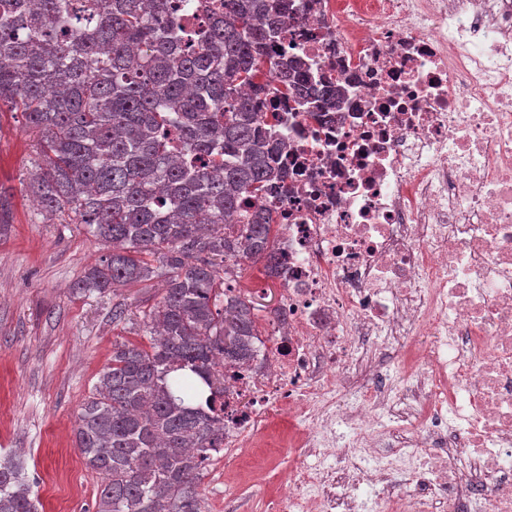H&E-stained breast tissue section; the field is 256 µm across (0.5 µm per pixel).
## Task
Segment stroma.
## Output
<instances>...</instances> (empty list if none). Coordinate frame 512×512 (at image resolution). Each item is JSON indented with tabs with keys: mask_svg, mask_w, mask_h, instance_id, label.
<instances>
[{
	"mask_svg": "<svg viewBox=\"0 0 512 512\" xmlns=\"http://www.w3.org/2000/svg\"><path fill=\"white\" fill-rule=\"evenodd\" d=\"M35 142L19 114L0 111V186L12 195V221L0 226V456L25 462L39 512H94L100 480L77 445V416L122 341L142 342L144 305L166 278L115 295L78 294L73 283L109 247L83 224H48L27 190ZM127 318L113 322V303ZM248 470L202 472L204 505L217 512H267L249 489Z\"/></svg>",
	"mask_w": 512,
	"mask_h": 512,
	"instance_id": "obj_1",
	"label": "stroma"
}]
</instances>
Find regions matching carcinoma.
Wrapping results in <instances>:
<instances>
[{
  "mask_svg": "<svg viewBox=\"0 0 512 512\" xmlns=\"http://www.w3.org/2000/svg\"><path fill=\"white\" fill-rule=\"evenodd\" d=\"M282 6L222 0L190 27L175 20L187 0H0V108L37 137L28 190L47 223L86 224L112 245L73 290L149 281L156 257L167 269L142 310L150 343L113 345L78 416L97 512H202L199 476L224 439L217 367L246 366L260 335L224 259L275 261L271 212L224 224L281 177L262 78L327 105L339 93L272 61ZM31 492L24 465L0 457V512H38Z\"/></svg>",
  "mask_w": 512,
  "mask_h": 512,
  "instance_id": "1",
  "label": "carcinoma"
}]
</instances>
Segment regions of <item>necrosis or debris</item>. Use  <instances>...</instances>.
<instances>
[{
	"instance_id": "1",
	"label": "necrosis or debris",
	"mask_w": 512,
	"mask_h": 512,
	"mask_svg": "<svg viewBox=\"0 0 512 512\" xmlns=\"http://www.w3.org/2000/svg\"><path fill=\"white\" fill-rule=\"evenodd\" d=\"M273 55L346 96L266 79L280 304L212 461L269 512H512V0H291Z\"/></svg>"
}]
</instances>
